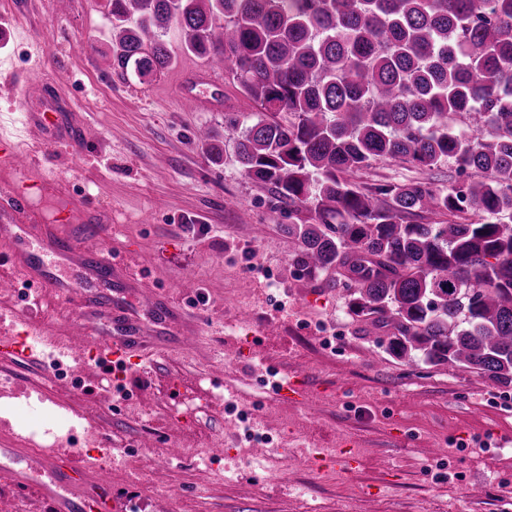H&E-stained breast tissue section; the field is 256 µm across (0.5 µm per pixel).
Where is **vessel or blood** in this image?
Instances as JSON below:
<instances>
[{
  "mask_svg": "<svg viewBox=\"0 0 512 512\" xmlns=\"http://www.w3.org/2000/svg\"><path fill=\"white\" fill-rule=\"evenodd\" d=\"M0 169L8 173L0 180V263L11 266L29 286L24 304L10 311L11 323L25 325L30 335H46L35 310L40 297L48 294L64 303L78 299V314L67 333L90 337L102 369L158 359L172 347L190 344L187 336L170 342L158 322L140 320L102 292V284L126 279L124 264L111 249L86 244L88 236L101 235L103 216L88 215L70 204L67 220L88 228L85 236L64 233L56 222L44 224L35 217L26 185L47 193L56 177L17 137L1 131ZM0 462L8 465L15 485L35 490L51 512H123L125 507L112 489L108 465L89 466L70 451L1 447Z\"/></svg>",
  "mask_w": 512,
  "mask_h": 512,
  "instance_id": "b4317fda",
  "label": "vessel or blood"
}]
</instances>
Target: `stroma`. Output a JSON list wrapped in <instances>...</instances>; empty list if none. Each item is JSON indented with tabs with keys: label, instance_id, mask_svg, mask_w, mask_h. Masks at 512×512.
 I'll return each mask as SVG.
<instances>
[{
	"label": "stroma",
	"instance_id": "obj_1",
	"mask_svg": "<svg viewBox=\"0 0 512 512\" xmlns=\"http://www.w3.org/2000/svg\"><path fill=\"white\" fill-rule=\"evenodd\" d=\"M111 20L102 0H0V28L13 30L0 42V117L32 113V144L44 139V115L74 131L48 165L108 217L101 245L120 257L135 249L123 301L148 321L145 292L167 296L183 312L167 335L192 324L198 341L129 376L127 402L90 362L71 379L45 357L0 359V418L13 439L25 392L53 381L57 400L111 440L127 512H512V392L463 368L408 373L359 335L337 291L297 277L287 205L257 194L235 161L224 117L257 105L227 73L198 85L200 107L185 109L182 77L205 62L181 54L183 34L165 35L176 66L141 80L118 68ZM42 81L48 97L28 95ZM203 133L220 142V159ZM261 355L297 373L308 396L267 393ZM489 434L500 447L480 452ZM196 440L211 461L186 453ZM438 444L447 456L432 457ZM303 448L359 463L343 470ZM255 460L267 466L260 492Z\"/></svg>",
	"mask_w": 512,
	"mask_h": 512
}]
</instances>
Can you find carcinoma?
Listing matches in <instances>:
<instances>
[{"label":"carcinoma","mask_w":512,"mask_h":512,"mask_svg":"<svg viewBox=\"0 0 512 512\" xmlns=\"http://www.w3.org/2000/svg\"><path fill=\"white\" fill-rule=\"evenodd\" d=\"M172 26L260 107L224 127L255 187L308 215L287 225L298 277L341 288L399 364L512 390V0H112L118 67L169 69ZM380 159L467 180L351 181Z\"/></svg>","instance_id":"carcinoma-1"}]
</instances>
